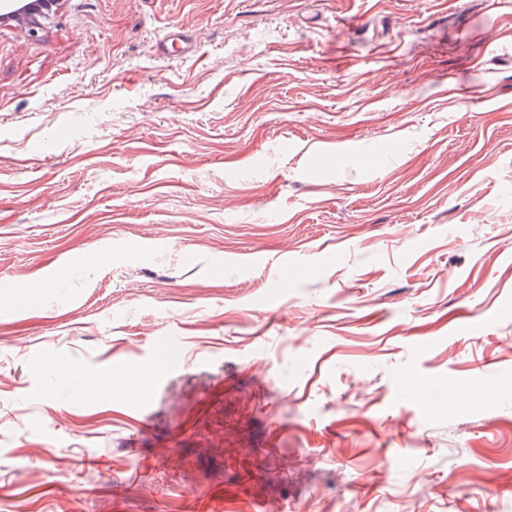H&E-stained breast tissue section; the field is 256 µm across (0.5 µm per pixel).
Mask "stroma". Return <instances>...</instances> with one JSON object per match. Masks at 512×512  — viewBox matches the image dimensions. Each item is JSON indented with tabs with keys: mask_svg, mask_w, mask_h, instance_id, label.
Here are the masks:
<instances>
[{
	"mask_svg": "<svg viewBox=\"0 0 512 512\" xmlns=\"http://www.w3.org/2000/svg\"><path fill=\"white\" fill-rule=\"evenodd\" d=\"M39 24L0 19V289L51 286L0 305V512H512V0ZM164 334L136 398L64 375ZM10 290V294L15 297L13 302L7 297L11 302L10 304L24 307L43 298L48 293L49 288H43L36 284L28 283L24 286H18L17 288H12Z\"/></svg>",
	"mask_w": 512,
	"mask_h": 512,
	"instance_id": "1",
	"label": "stroma"
}]
</instances>
